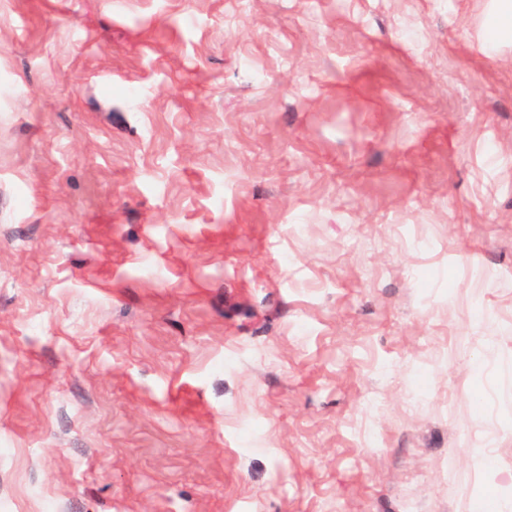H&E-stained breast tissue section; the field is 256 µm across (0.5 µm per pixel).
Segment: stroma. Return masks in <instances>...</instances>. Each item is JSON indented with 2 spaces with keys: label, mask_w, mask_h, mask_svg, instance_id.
Here are the masks:
<instances>
[{
  "label": "stroma",
  "mask_w": 512,
  "mask_h": 512,
  "mask_svg": "<svg viewBox=\"0 0 512 512\" xmlns=\"http://www.w3.org/2000/svg\"><path fill=\"white\" fill-rule=\"evenodd\" d=\"M488 5L0 0V512H512Z\"/></svg>",
  "instance_id": "obj_1"
}]
</instances>
